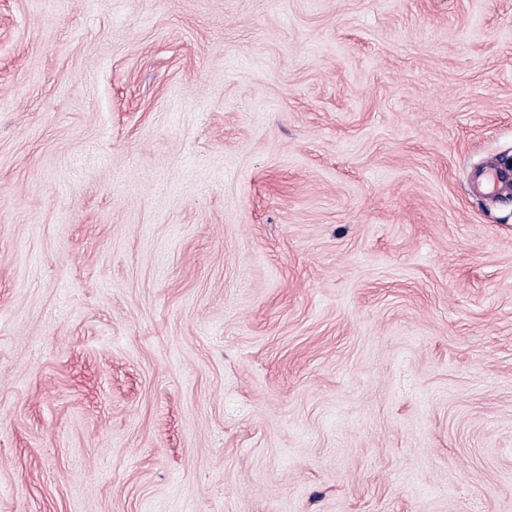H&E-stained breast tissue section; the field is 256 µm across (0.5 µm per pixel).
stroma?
Segmentation results:
<instances>
[{
    "instance_id": "stroma-1",
    "label": "stroma",
    "mask_w": 512,
    "mask_h": 512,
    "mask_svg": "<svg viewBox=\"0 0 512 512\" xmlns=\"http://www.w3.org/2000/svg\"><path fill=\"white\" fill-rule=\"evenodd\" d=\"M512 0H0V512H512Z\"/></svg>"
}]
</instances>
